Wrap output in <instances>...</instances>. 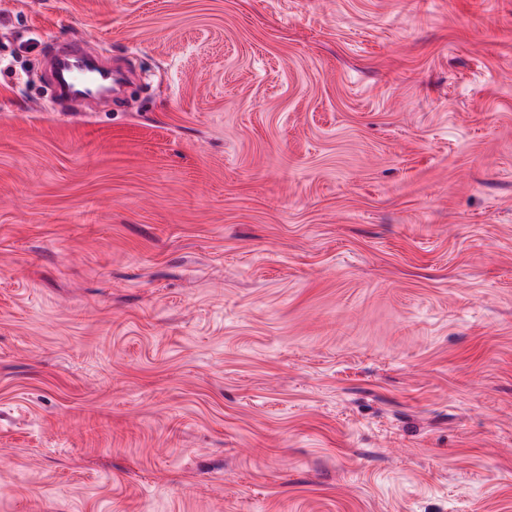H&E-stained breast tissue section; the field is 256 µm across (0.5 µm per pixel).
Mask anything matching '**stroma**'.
Instances as JSON below:
<instances>
[{"label": "stroma", "instance_id": "35a3bbf8", "mask_svg": "<svg viewBox=\"0 0 512 512\" xmlns=\"http://www.w3.org/2000/svg\"><path fill=\"white\" fill-rule=\"evenodd\" d=\"M0 512H512V0H0ZM76 54L69 50L57 53L56 90L58 94L66 95L72 101H76L66 112H83L77 101L97 93L100 87L108 83L106 75L101 72L95 74L94 81H90V73L82 64V59Z\"/></svg>", "mask_w": 512, "mask_h": 512}]
</instances>
